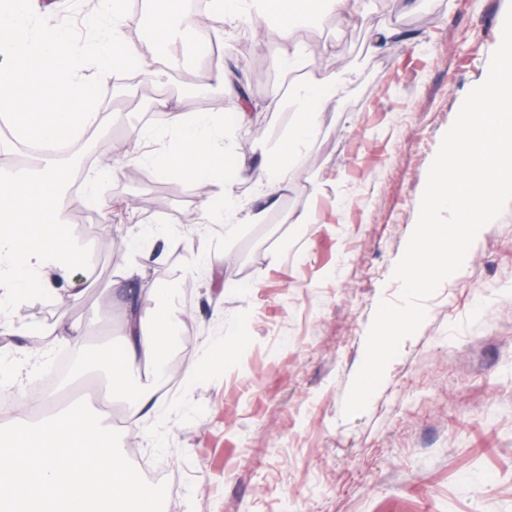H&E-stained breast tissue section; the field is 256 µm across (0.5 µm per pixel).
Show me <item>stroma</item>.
Listing matches in <instances>:
<instances>
[{"mask_svg":"<svg viewBox=\"0 0 512 512\" xmlns=\"http://www.w3.org/2000/svg\"><path fill=\"white\" fill-rule=\"evenodd\" d=\"M512 0H367L357 13L302 23L309 62L284 73L273 20L225 26L218 55L190 57L157 82L100 86L111 151L95 167L96 218L67 233L88 253L84 291L55 284L27 323L89 324L88 343L120 335L139 262L125 238L146 232V268L185 314L182 356L145 421L118 427L136 468L167 484V512H512V204L478 234L462 271L425 303L427 316L388 365L367 409L343 404L380 301L398 302L392 271L418 219L429 166L469 91L482 83ZM226 86L210 84L217 64ZM343 72L350 82L275 201L238 182L239 205L261 223L233 236L198 221L201 194L125 159L126 134L166 122L168 109L247 115L234 149L248 167L284 141L296 85ZM248 99H241L240 89ZM167 108H160V101ZM111 212L103 248L99 216ZM310 223H299L300 215ZM204 247L228 251L216 272ZM78 347L0 335V353ZM229 351L223 368L208 364ZM203 369L184 385L188 365Z\"/></svg>","mask_w":512,"mask_h":512,"instance_id":"stroma-1","label":"stroma"}]
</instances>
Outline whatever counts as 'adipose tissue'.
Masks as SVG:
<instances>
[{"instance_id":"ef3b65f1","label":"adipose tissue","mask_w":512,"mask_h":512,"mask_svg":"<svg viewBox=\"0 0 512 512\" xmlns=\"http://www.w3.org/2000/svg\"><path fill=\"white\" fill-rule=\"evenodd\" d=\"M352 0H207L201 18L184 17L179 25H167L165 40L140 46L127 40L123 27L128 0H97V7L84 19L90 29L108 27L106 37L76 42L62 26L48 33H36L33 19L39 0H0V112L8 114L17 141L36 140L49 145L37 166L0 171V334L33 331L55 341L81 335L80 324L54 322L30 328L18 314L31 299H49L47 274H54L74 290L81 281L73 271L89 261L88 254L66 235L61 220L65 208L92 207L93 190L81 196H66L67 168L56 145L75 143L100 128L101 100L98 83L84 79L80 69L93 62L100 77L130 70L143 80L155 81L163 67L174 68L179 59L176 46L198 55L209 52L199 38L201 25H209L215 37H223L224 27L244 16L259 20L275 18L281 53L280 66L291 73L307 63V53L295 34L299 19L320 20L335 12L350 10ZM347 81L334 76L300 85V110L279 151L257 171H249L234 153L231 143L243 125L245 113L233 120L213 112L169 111L165 124L131 130L133 144L153 143L157 149L144 153L158 177L176 179L191 186L210 182L211 195L199 205V221L223 225L233 232L239 207L235 186L251 176L266 197L281 191L295 169L297 157L315 137L322 110L341 99ZM126 276L138 284L136 298L124 303V340L115 348L92 351L72 372L80 379L101 369L109 376L110 396L127 400L130 419L141 420L144 406L155 396L140 380L142 365L160 363L172 346L176 308L165 302L163 289L154 287L141 264L130 266Z\"/></svg>"}]
</instances>
